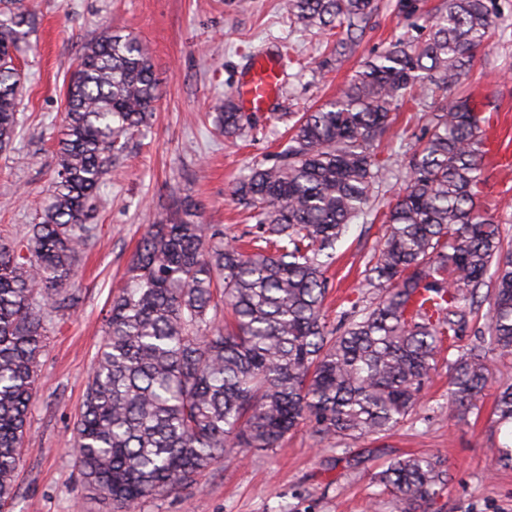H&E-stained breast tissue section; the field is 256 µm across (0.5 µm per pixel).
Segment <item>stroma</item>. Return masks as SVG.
I'll use <instances>...</instances> for the list:
<instances>
[{"label":"stroma","mask_w":512,"mask_h":512,"mask_svg":"<svg viewBox=\"0 0 512 512\" xmlns=\"http://www.w3.org/2000/svg\"><path fill=\"white\" fill-rule=\"evenodd\" d=\"M446 0H418L406 13L402 0H379L353 54L329 65L332 31L290 27L280 0H24L34 25L18 54L23 76L20 134L0 151V240L21 246L52 190L54 145L66 110L65 91L82 45L103 30L147 41L161 84L150 128L134 135L101 192L96 238L79 260V305L46 324L47 344L37 367L31 437L23 448L14 499L0 512H112L91 494L72 452L74 426L103 335L113 292L147 225L177 207L169 187L179 184L200 206L202 221L231 234L255 222L231 197L233 182L253 162L271 159L284 129L279 115L303 112L335 96L375 55L408 30H421ZM496 32L478 50L468 91L489 122L497 154L485 161L482 204L512 238V0H493ZM291 43L301 64L289 69L278 102L257 114L246 136L216 134L212 116L232 93L248 61L264 49ZM418 112L402 106L381 139L390 161L378 189L386 210L401 187L403 154L423 133ZM385 232L382 223L355 219L336 246L329 271L328 320L377 297L363 276ZM487 394L477 417L463 424L448 414V363L439 359L416 411L389 435L345 439V452L323 450L308 427L279 447L229 455L186 488L142 502L137 512H398L378 495L371 475L407 455L443 459L451 480L426 512H512V466L493 467L512 435L493 415Z\"/></svg>","instance_id":"stroma-1"}]
</instances>
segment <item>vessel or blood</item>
Returning <instances> with one entry per match:
<instances>
[{
    "label": "vessel or blood",
    "instance_id": "vessel-or-blood-1",
    "mask_svg": "<svg viewBox=\"0 0 512 512\" xmlns=\"http://www.w3.org/2000/svg\"><path fill=\"white\" fill-rule=\"evenodd\" d=\"M286 77L287 71L277 54H257L244 71L238 91L244 109L255 113L270 111Z\"/></svg>",
    "mask_w": 512,
    "mask_h": 512
}]
</instances>
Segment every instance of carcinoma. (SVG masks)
Wrapping results in <instances>:
<instances>
[{"mask_svg":"<svg viewBox=\"0 0 512 512\" xmlns=\"http://www.w3.org/2000/svg\"><path fill=\"white\" fill-rule=\"evenodd\" d=\"M0 150L15 140L21 73L14 51L33 17L0 0ZM378 0H282L304 30L340 29L335 61L357 44ZM494 29L490 0H447L426 32L370 59L333 99L290 112L272 164L256 162L233 196L256 219L246 245L180 199L152 224L112 296L88 378L74 447L87 488L130 512L190 485L235 448H275L292 430L321 444L388 433L416 408L446 338L488 305L485 330L448 354V412L465 422L492 383L490 355H512V248L480 202L483 117L456 93ZM160 98L149 46L104 31L85 42L66 87L56 179L25 251L0 244V506L15 496L46 320L79 302L77 262L112 165L150 124ZM431 108L405 153L404 186L365 268L371 306L332 327L327 271L351 221L367 215L388 164L375 152L391 112ZM252 115L230 96L216 116L227 136ZM497 423L512 431V384ZM400 512H425L448 483L437 457L410 455L372 475Z\"/></svg>","mask_w":512,"mask_h":512,"instance_id":"obj_1","label":"carcinoma"}]
</instances>
